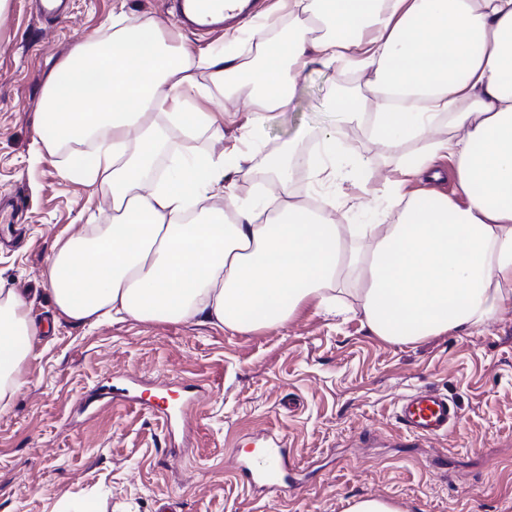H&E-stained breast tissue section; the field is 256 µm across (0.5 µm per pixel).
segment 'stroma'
Wrapping results in <instances>:
<instances>
[{"instance_id": "1", "label": "stroma", "mask_w": 512, "mask_h": 512, "mask_svg": "<svg viewBox=\"0 0 512 512\" xmlns=\"http://www.w3.org/2000/svg\"><path fill=\"white\" fill-rule=\"evenodd\" d=\"M156 18L193 52L222 48L223 36L186 30L164 0H72L57 20L37 16L35 0H10L0 14V194L16 197L21 243L0 247V281L48 324L22 366L23 387L0 412V512H51L92 493L103 512H346L361 498L398 512H512V313L468 335L444 334L404 346L375 336L359 298L339 293L345 315L303 306L285 326L232 332L202 319L180 323L70 320L46 292L49 258L60 237L108 223L111 202L64 177L63 155L36 158L41 92L52 65L86 38L108 33L113 14ZM347 66L310 67L293 101L268 123L236 178L238 200L266 183V159L287 146L319 141L339 119L337 101L365 91ZM241 105L224 139L169 134L167 161L220 152L240 140ZM331 178L295 174L294 200L331 193L347 204L384 201L411 141L384 148L370 120L346 128ZM367 161L374 177L355 175ZM144 387L198 386L185 425L167 430L148 407L107 405L79 412L75 401L113 377ZM420 390L448 395L459 424L436 439L398 428L400 401ZM286 444L301 473L288 493L255 494L236 468L253 446Z\"/></svg>"}]
</instances>
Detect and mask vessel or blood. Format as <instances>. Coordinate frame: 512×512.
Returning a JSON list of instances; mask_svg holds the SVG:
<instances>
[{
  "mask_svg": "<svg viewBox=\"0 0 512 512\" xmlns=\"http://www.w3.org/2000/svg\"><path fill=\"white\" fill-rule=\"evenodd\" d=\"M167 5L192 31L222 29L230 15L242 16L254 8L252 0H240L233 11L224 9L217 0H167ZM460 418V409L452 399L430 390L407 396L395 414L401 429L422 439L446 433ZM239 470L251 487L281 493L288 490L289 477L282 442L267 445L261 453L242 461Z\"/></svg>",
  "mask_w": 512,
  "mask_h": 512,
  "instance_id": "b4317fda",
  "label": "vessel or blood"
}]
</instances>
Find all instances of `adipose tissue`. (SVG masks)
<instances>
[{
  "label": "adipose tissue",
  "mask_w": 512,
  "mask_h": 512,
  "mask_svg": "<svg viewBox=\"0 0 512 512\" xmlns=\"http://www.w3.org/2000/svg\"><path fill=\"white\" fill-rule=\"evenodd\" d=\"M294 23L270 38L263 24L227 34L218 51L193 53L165 34L161 20L118 13L102 40L88 39L49 73L41 141L71 153L67 177L95 184L113 216L91 235L58 240L48 292L73 321L179 323L198 317L235 332L281 327L306 304L336 309V285L350 276L374 333L408 345L449 332L470 333L512 312V0H278ZM254 59L243 60V44ZM316 64L356 66L367 94L343 100L341 126L321 137L335 154L342 125L372 113L386 147L425 141L408 155L389 195L392 223L363 206L368 224H339L335 196L294 203L291 154L272 156L265 196L186 219L189 206L230 173L233 151L178 161L149 185L166 129L193 139L224 137V116L206 110L233 82L253 109L242 127L257 143L273 114L289 106L298 71ZM209 86H200L198 75ZM196 90L197 104L183 97ZM423 92V108H395L380 96ZM450 133L437 135L439 117ZM453 163L454 195L405 192L430 176L439 156ZM42 331L28 304L0 287V411L22 387L20 367Z\"/></svg>",
  "instance_id": "ef3b65f1"
}]
</instances>
